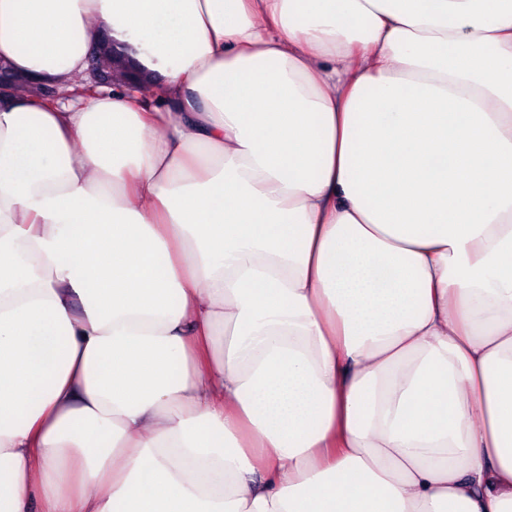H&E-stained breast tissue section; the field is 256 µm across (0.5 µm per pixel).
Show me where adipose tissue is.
Segmentation results:
<instances>
[{"label":"adipose tissue","instance_id":"adipose-tissue-1","mask_svg":"<svg viewBox=\"0 0 512 512\" xmlns=\"http://www.w3.org/2000/svg\"><path fill=\"white\" fill-rule=\"evenodd\" d=\"M103 34L0 99V512H512V0H0ZM95 43L100 46V63L110 76L111 86L116 82L127 86L132 77V66L128 59L117 52L108 39H100ZM86 73L88 74L89 81L85 83V86L89 92H92L95 88H101L110 84L108 76L98 64V47H94V44L91 45L88 52Z\"/></svg>","mask_w":512,"mask_h":512}]
</instances>
